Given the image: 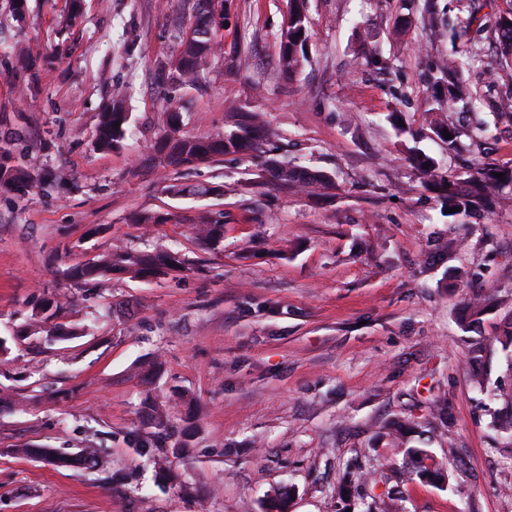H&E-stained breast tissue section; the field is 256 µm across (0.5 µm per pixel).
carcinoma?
<instances>
[{
	"label": "carcinoma",
	"instance_id": "cac0c4a2",
	"mask_svg": "<svg viewBox=\"0 0 512 512\" xmlns=\"http://www.w3.org/2000/svg\"><path fill=\"white\" fill-rule=\"evenodd\" d=\"M215 0H197L195 14L190 27L194 35L185 33L178 37V49L162 63L158 70L159 81L163 84L195 86L205 81V64L221 47L222 34L209 28ZM307 0H293L291 23L288 30L282 31L280 38H288V49L280 50L279 67L282 74L292 78L309 61V19ZM437 0H424L418 23L421 29L440 37L448 35V54L441 57L430 70L429 95L424 100L426 111L441 112L444 107L462 104L468 112L479 113L485 102L469 84L465 74L484 59V48L480 41L470 37L466 48L459 49L458 41L467 31L458 29L436 6ZM497 65L488 68L491 74L498 68H512V15H503L495 22ZM229 111L236 113L237 120L224 133L210 138L186 136L180 133L184 125V112L177 107L164 109L167 132L155 143V151L161 162L172 166H189L207 161L213 157L230 153L252 154L260 159L262 170L270 173L282 184L303 192L324 196L336 188L334 175L323 170H308L298 166H284L273 154L263 150L262 145L277 136L265 126L259 115L242 105H232ZM130 121L128 112V92L123 85H116L112 99L100 113L95 134V147L100 151L118 148L125 138ZM119 127H114V123ZM489 121L481 118L469 127L460 130L455 126L435 123L434 133L452 135L445 140L448 150L458 151L464 147L461 137L471 141L482 138L488 131ZM18 131L8 132L0 137V189L5 188L24 196L34 186V179L23 165ZM409 160L423 175V178L436 190L442 210L459 208L451 213L456 217L464 214L488 212L507 200H512V166L490 163L463 176L448 177L440 170L434 158L419 149L410 148ZM503 174V178L495 174ZM194 232L203 243L216 247L224 238V214L203 213L194 225ZM188 262L177 252L161 251L152 255H140L129 250L109 251L84 264H76L64 271V277L77 285L93 288L108 280L112 273L126 267L134 269L144 277H156L175 268H185ZM451 278L462 283V288L482 278L478 270L458 267ZM502 301L495 294L484 290H472L463 298L464 313L460 316L461 327L466 332H477L479 336L469 340L467 357L474 372L472 383L483 391L488 388L489 373L484 368L498 356L512 363V318L498 336H482L480 329L484 318L501 306ZM493 426L512 441V396L502 408L494 413ZM402 474L423 482L443 483L446 481L440 463L428 448L408 447L404 449ZM361 483L371 488L383 486L379 494L383 512H388L389 503L395 500L394 492L387 488L388 474L374 471L360 477Z\"/></svg>",
	"mask_w": 512,
	"mask_h": 512
}]
</instances>
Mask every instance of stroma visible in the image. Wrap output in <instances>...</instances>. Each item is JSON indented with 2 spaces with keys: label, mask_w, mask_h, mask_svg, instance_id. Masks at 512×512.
<instances>
[{
  "label": "stroma",
  "mask_w": 512,
  "mask_h": 512,
  "mask_svg": "<svg viewBox=\"0 0 512 512\" xmlns=\"http://www.w3.org/2000/svg\"><path fill=\"white\" fill-rule=\"evenodd\" d=\"M195 0H0V132L22 129L24 165L51 173L50 191L0 190V512H263L292 486L289 512H363L339 496L347 478L402 452L389 423L413 421L448 473L447 487L398 482L399 512H512V445L492 426L496 402L477 392L461 294L448 274L484 271L512 309V205L483 219H448L408 160L414 146L459 174L512 165V116L455 154L421 108L427 66L448 42L416 28L393 38L416 0H309L310 62L293 79L278 65L288 0H224L223 50L197 87H161L160 61L193 20ZM452 21H482L485 44L512 0H439ZM375 41L381 70L357 56ZM129 89L121 145L94 147L113 85ZM173 101L186 134L230 127L235 101L280 133L282 161L335 172L315 198L227 155L189 167L159 163L153 145ZM399 113L397 134L387 113ZM219 183L220 196L176 198L174 181ZM223 212L224 242L194 238L190 219ZM166 213L165 224L137 216ZM458 238L465 250L439 244ZM121 244L170 250L190 263L158 279L117 272L100 290L63 277ZM446 396L448 417L431 402ZM174 427L162 448L152 402ZM26 447L67 456L94 448V466H61ZM167 458L166 469L154 455Z\"/></svg>",
  "instance_id": "obj_1"
}]
</instances>
